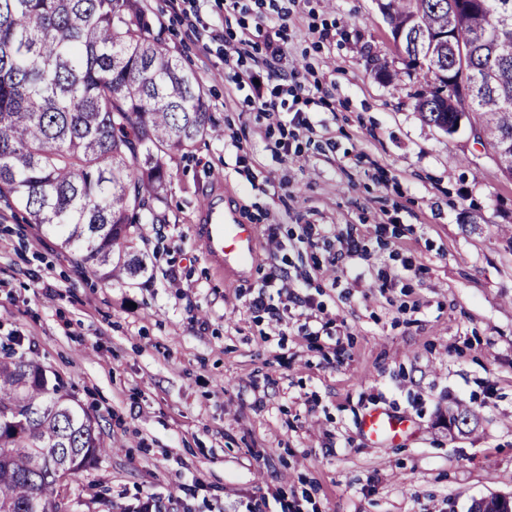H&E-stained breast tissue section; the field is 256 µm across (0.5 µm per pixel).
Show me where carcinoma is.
Returning a JSON list of instances; mask_svg holds the SVG:
<instances>
[{"instance_id": "carcinoma-1", "label": "carcinoma", "mask_w": 512, "mask_h": 512, "mask_svg": "<svg viewBox=\"0 0 512 512\" xmlns=\"http://www.w3.org/2000/svg\"><path fill=\"white\" fill-rule=\"evenodd\" d=\"M406 69L423 62L415 110L450 136L478 127L512 180V0H384ZM464 48L468 112L448 87ZM200 79L168 52L143 0H0V195L104 281L147 269L131 250L140 224L165 222L168 162L211 134ZM471 407L448 405V433ZM112 452L68 383L0 350V512H66L57 473L75 477ZM470 512H512L491 494Z\"/></svg>"}]
</instances>
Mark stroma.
I'll use <instances>...</instances> for the list:
<instances>
[{"label": "stroma", "instance_id": "stroma-1", "mask_svg": "<svg viewBox=\"0 0 512 512\" xmlns=\"http://www.w3.org/2000/svg\"><path fill=\"white\" fill-rule=\"evenodd\" d=\"M144 5L216 128L171 163L165 223L133 238L146 273L99 279L0 198V346L60 374L112 445L75 477L73 512L150 493L166 512H248L262 495L269 512H469L512 494V180L469 131L420 119V77L376 0ZM211 197L257 231L246 284L201 250ZM283 272L312 309L273 288L251 308ZM454 401L480 422L452 440ZM373 409L405 419L395 446L363 433Z\"/></svg>", "mask_w": 512, "mask_h": 512}]
</instances>
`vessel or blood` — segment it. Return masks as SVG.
<instances>
[{
  "instance_id": "b4317fda",
  "label": "vessel or blood",
  "mask_w": 512,
  "mask_h": 512,
  "mask_svg": "<svg viewBox=\"0 0 512 512\" xmlns=\"http://www.w3.org/2000/svg\"><path fill=\"white\" fill-rule=\"evenodd\" d=\"M200 239L207 260L224 271L226 282H242L243 270L255 269L258 261V236L253 225L241 223L233 213L207 207L200 226ZM403 422L381 410L366 413L361 427L369 436L394 444Z\"/></svg>"
}]
</instances>
